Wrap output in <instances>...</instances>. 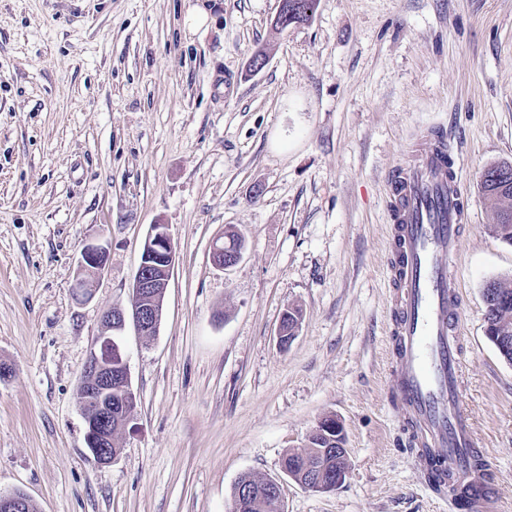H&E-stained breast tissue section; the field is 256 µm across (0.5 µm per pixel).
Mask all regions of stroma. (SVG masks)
<instances>
[{
	"label": "stroma",
	"instance_id": "obj_1",
	"mask_svg": "<svg viewBox=\"0 0 512 512\" xmlns=\"http://www.w3.org/2000/svg\"><path fill=\"white\" fill-rule=\"evenodd\" d=\"M187 2L0 0V493L37 512H230L250 473L280 479L283 512H453L423 484L388 379L386 176L434 126L468 209L465 401L512 512V364L482 298L512 279V244L479 192L512 163V0H320L281 32L280 0H204L210 26L188 35ZM155 224L177 246L163 319L122 333L136 407L99 466L81 372L103 312L130 309ZM228 228L246 251L225 270L211 245ZM89 241L108 262L84 300ZM328 416L349 474L314 492L281 463Z\"/></svg>",
	"mask_w": 512,
	"mask_h": 512
}]
</instances>
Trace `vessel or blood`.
Masks as SVG:
<instances>
[{"label":"vessel or blood","mask_w":512,"mask_h":512,"mask_svg":"<svg viewBox=\"0 0 512 512\" xmlns=\"http://www.w3.org/2000/svg\"><path fill=\"white\" fill-rule=\"evenodd\" d=\"M451 148L422 130L387 177L393 290L390 378L399 421L428 487L467 512H497L493 462L478 448L464 401L456 261L465 201Z\"/></svg>","instance_id":"vessel-or-blood-1"}]
</instances>
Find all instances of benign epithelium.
Listing matches in <instances>:
<instances>
[{"instance_id": "7a95c632", "label": "benign epithelium", "mask_w": 512, "mask_h": 512, "mask_svg": "<svg viewBox=\"0 0 512 512\" xmlns=\"http://www.w3.org/2000/svg\"><path fill=\"white\" fill-rule=\"evenodd\" d=\"M246 249L245 240L234 243L230 236L217 237L212 242V260L215 265L227 270L236 267ZM176 261V246L167 224H154L142 244L141 262L132 283V298L135 304L132 322L140 336H154L163 317V299ZM107 251L102 245L89 242L81 250L78 262L76 288L87 295L90 281L101 279L106 271ZM126 312L121 308L105 311L101 317L102 331L96 348L84 365L80 379V394L83 406L94 407L92 414L84 415L86 444L90 455L98 465L112 463V393L123 398L133 394L129 365L114 333L125 329ZM336 432V452L347 457L344 446L345 435L341 424L316 426L315 432L329 436ZM325 448L316 449V464L304 463L300 467V484L314 492H327L341 485L348 469L336 470V482L323 484L314 475L325 469Z\"/></svg>"}]
</instances>
